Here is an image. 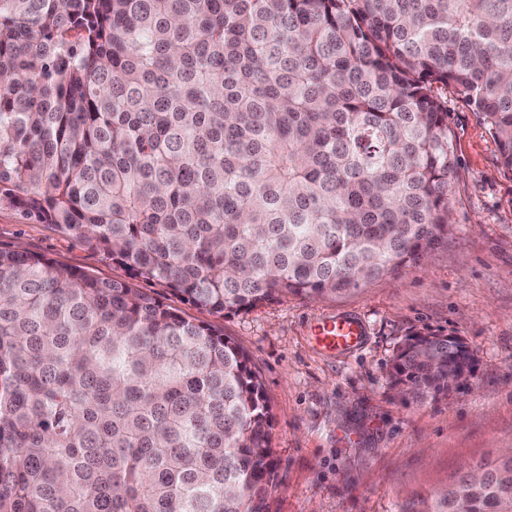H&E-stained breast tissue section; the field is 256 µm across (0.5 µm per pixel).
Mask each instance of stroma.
<instances>
[{
	"instance_id": "obj_1",
	"label": "stroma",
	"mask_w": 512,
	"mask_h": 512,
	"mask_svg": "<svg viewBox=\"0 0 512 512\" xmlns=\"http://www.w3.org/2000/svg\"><path fill=\"white\" fill-rule=\"evenodd\" d=\"M448 126L457 166L448 199L454 231L398 277L336 298L289 295L238 314L199 309L158 282L137 286L185 318L220 326L247 351L271 405L283 481L270 512H401L512 448V171L456 93ZM0 248L24 250L109 280L126 267L49 224L0 210ZM359 318L364 342L322 350L315 319ZM461 338L475 355L463 385L423 399L389 385L399 346L416 333Z\"/></svg>"
}]
</instances>
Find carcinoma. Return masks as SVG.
Instances as JSON below:
<instances>
[{
  "mask_svg": "<svg viewBox=\"0 0 512 512\" xmlns=\"http://www.w3.org/2000/svg\"><path fill=\"white\" fill-rule=\"evenodd\" d=\"M450 87L512 170V0H0V210L215 315L332 297L448 237ZM271 420L220 327L0 249V512H268ZM418 512H512V455Z\"/></svg>",
  "mask_w": 512,
  "mask_h": 512,
  "instance_id": "cac0c4a2",
  "label": "carcinoma"
}]
</instances>
